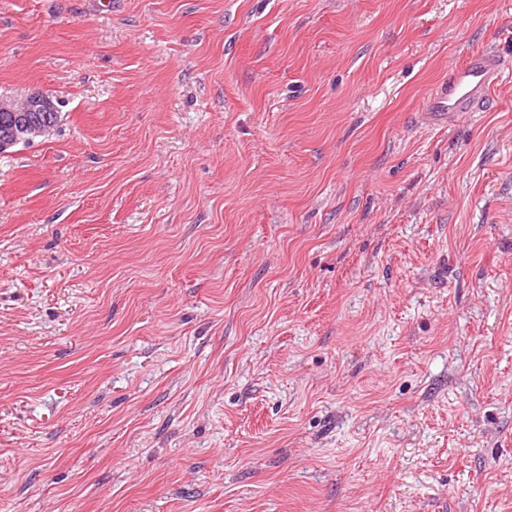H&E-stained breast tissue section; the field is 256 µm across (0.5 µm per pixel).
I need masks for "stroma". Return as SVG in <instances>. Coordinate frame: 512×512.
<instances>
[{"mask_svg":"<svg viewBox=\"0 0 512 512\" xmlns=\"http://www.w3.org/2000/svg\"><path fill=\"white\" fill-rule=\"evenodd\" d=\"M34 91L0 512H512V0H0ZM503 77L500 57L486 50L475 53L448 71V82L427 105V112H448V116L477 112L488 99L491 88Z\"/></svg>","mask_w":512,"mask_h":512,"instance_id":"35a3bbf8","label":"stroma"}]
</instances>
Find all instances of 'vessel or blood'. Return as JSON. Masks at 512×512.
<instances>
[{
  "label": "vessel or blood",
  "mask_w": 512,
  "mask_h": 512,
  "mask_svg": "<svg viewBox=\"0 0 512 512\" xmlns=\"http://www.w3.org/2000/svg\"><path fill=\"white\" fill-rule=\"evenodd\" d=\"M503 77L500 57L486 50L467 58L448 71V81L427 105L428 111L449 115L476 112L482 108L491 88Z\"/></svg>",
  "instance_id": "1"
}]
</instances>
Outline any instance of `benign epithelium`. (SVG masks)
Segmentation results:
<instances>
[{
    "instance_id": "obj_1",
    "label": "benign epithelium",
    "mask_w": 512,
    "mask_h": 512,
    "mask_svg": "<svg viewBox=\"0 0 512 512\" xmlns=\"http://www.w3.org/2000/svg\"><path fill=\"white\" fill-rule=\"evenodd\" d=\"M57 109V102L42 91H34L20 102L0 100V153L50 134L54 122L48 120V113Z\"/></svg>"
}]
</instances>
